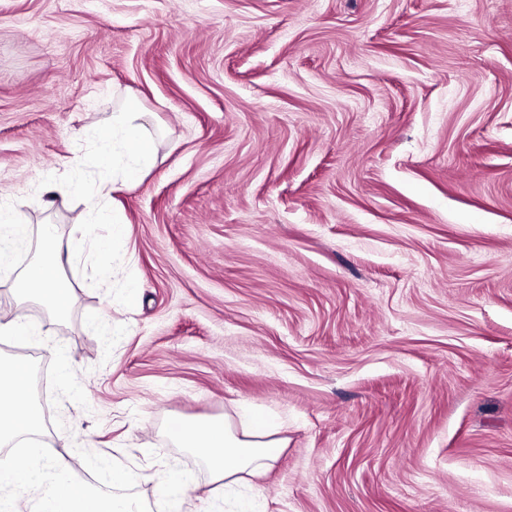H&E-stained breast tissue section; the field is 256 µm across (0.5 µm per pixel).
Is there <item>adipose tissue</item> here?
I'll list each match as a JSON object with an SVG mask.
<instances>
[{
	"label": "adipose tissue",
	"mask_w": 512,
	"mask_h": 512,
	"mask_svg": "<svg viewBox=\"0 0 512 512\" xmlns=\"http://www.w3.org/2000/svg\"><path fill=\"white\" fill-rule=\"evenodd\" d=\"M86 136L99 146L98 152L87 158V168L103 169L109 158L116 156L124 162L126 179L133 181L154 162V145L143 133L135 101H126L119 112L113 113L111 125L89 129ZM33 237L39 241L42 256L19 272L12 292L18 302L34 301L46 306L55 317H64L75 298L63 277L66 246L56 226L42 224L34 228L20 218L18 209L0 210V266L8 263L14 248ZM280 433L281 426L272 416L254 408L238 426L228 419L202 424L175 419L169 424L175 447L189 449L211 473L212 485L204 492L206 499H235V512H252L248 499L238 497L237 489L246 477L259 474L279 459L284 446ZM197 491L189 473L173 469L155 487L154 496L166 504L167 512H188Z\"/></svg>",
	"instance_id": "adipose-tissue-1"
}]
</instances>
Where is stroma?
I'll list each match as a JSON object with an SVG mask.
<instances>
[{
	"mask_svg": "<svg viewBox=\"0 0 512 512\" xmlns=\"http://www.w3.org/2000/svg\"><path fill=\"white\" fill-rule=\"evenodd\" d=\"M128 98L157 153L102 171L99 254L84 132ZM0 206L77 246L61 321L11 292L35 244L0 268L53 454L204 488L170 420L252 405L257 512H512V0H0ZM35 329L26 322L22 313H15L12 317H4L0 321V335L9 336L14 341H23L34 336Z\"/></svg>",
	"mask_w": 512,
	"mask_h": 512,
	"instance_id": "obj_1",
	"label": "stroma"
}]
</instances>
